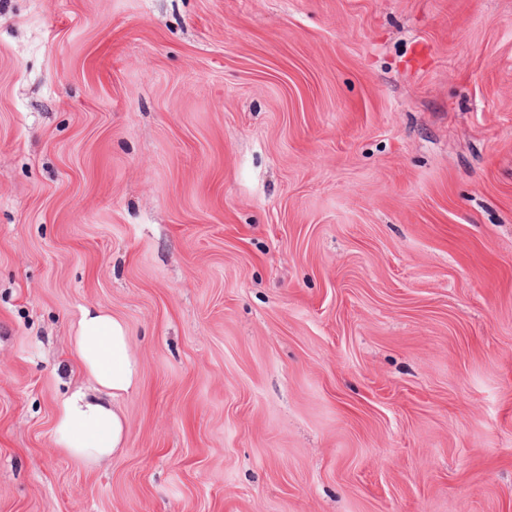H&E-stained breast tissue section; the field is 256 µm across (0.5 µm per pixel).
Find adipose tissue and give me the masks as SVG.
Returning <instances> with one entry per match:
<instances>
[{
	"mask_svg": "<svg viewBox=\"0 0 512 512\" xmlns=\"http://www.w3.org/2000/svg\"><path fill=\"white\" fill-rule=\"evenodd\" d=\"M73 353L87 384L58 401L54 440L93 466L124 446L128 424L118 401L138 386L139 359L124 324L101 308L83 312Z\"/></svg>",
	"mask_w": 512,
	"mask_h": 512,
	"instance_id": "1",
	"label": "adipose tissue"
}]
</instances>
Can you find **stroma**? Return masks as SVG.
I'll list each match as a JSON object with an SVG mask.
<instances>
[{"mask_svg": "<svg viewBox=\"0 0 512 512\" xmlns=\"http://www.w3.org/2000/svg\"><path fill=\"white\" fill-rule=\"evenodd\" d=\"M0 512H512V0H0ZM73 353L87 385L58 401L55 443L93 466L124 448L127 419L118 401L140 380L139 359L124 324L101 308L86 309Z\"/></svg>", "mask_w": 512, "mask_h": 512, "instance_id": "1", "label": "stroma"}]
</instances>
